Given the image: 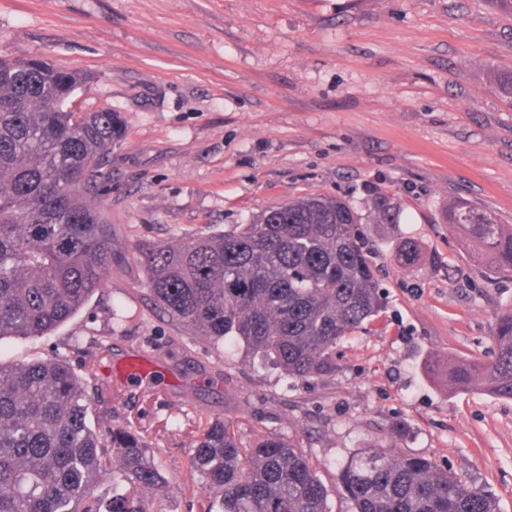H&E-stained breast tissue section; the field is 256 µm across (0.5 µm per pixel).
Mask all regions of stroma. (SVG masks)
I'll list each match as a JSON object with an SVG mask.
<instances>
[{"label": "stroma", "instance_id": "1", "mask_svg": "<svg viewBox=\"0 0 512 512\" xmlns=\"http://www.w3.org/2000/svg\"><path fill=\"white\" fill-rule=\"evenodd\" d=\"M41 55L88 75L73 110L119 112L126 133L108 166L115 259L105 284L49 335L0 340V362L65 357L105 343L89 381L90 423L142 433L164 477L148 512H207L183 490L206 423L242 443L296 440L318 467L330 512L351 453L380 443L450 469L512 512V400L444 374L490 362L512 305V272L490 268L450 232L464 199L512 226V12L488 0H0V56ZM350 200L385 297L382 315L336 348V369L307 380L237 342L213 344L154 303L134 253L188 233L249 224L309 195ZM400 212L369 217L375 196ZM423 246L399 267L405 237ZM144 378L115 382L129 358ZM425 258L420 245L412 238L405 239L396 254L397 263L410 270L418 269Z\"/></svg>", "mask_w": 512, "mask_h": 512}]
</instances>
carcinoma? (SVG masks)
Here are the masks:
<instances>
[{
    "instance_id": "cac0c4a2",
    "label": "carcinoma",
    "mask_w": 512,
    "mask_h": 512,
    "mask_svg": "<svg viewBox=\"0 0 512 512\" xmlns=\"http://www.w3.org/2000/svg\"><path fill=\"white\" fill-rule=\"evenodd\" d=\"M84 77L40 57L0 58V340L45 336L68 321L112 271L105 156L125 136L118 112H74ZM376 224H397L386 197ZM448 227L481 259L512 270V228L468 201L448 206ZM352 204L309 195L251 224L195 232L138 249L156 304L219 344L229 338L285 373L336 369L342 341L382 309ZM426 255L412 238L396 254L406 269ZM495 358L448 368L453 381L512 399V308L496 320ZM108 348L82 352V373L63 358L0 365V512H147L141 494L162 476L136 431L92 429L86 378ZM218 494L219 512H329L316 466L291 440L239 441L224 420L200 432L191 459ZM353 512H500L488 491L448 469L382 445L341 467Z\"/></svg>"
}]
</instances>
